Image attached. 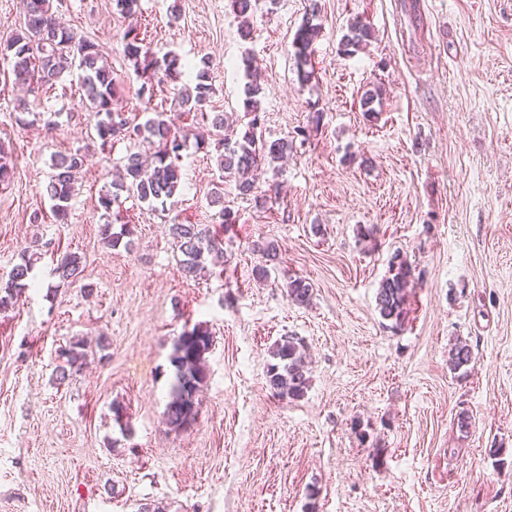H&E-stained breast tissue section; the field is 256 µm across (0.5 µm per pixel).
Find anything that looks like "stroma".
<instances>
[{"label":"stroma","mask_w":512,"mask_h":512,"mask_svg":"<svg viewBox=\"0 0 512 512\" xmlns=\"http://www.w3.org/2000/svg\"><path fill=\"white\" fill-rule=\"evenodd\" d=\"M140 4L132 19L113 0H60L58 12L111 65L114 111L137 123L163 112L203 135L183 153L170 214L123 196L111 222L98 197L129 141L101 148L76 77L21 94L0 58V148L14 166L0 185V279L36 257L30 288L0 311V512H512V0H322L305 86L291 47L305 0H259L247 41L229 0ZM356 17L372 37L347 56ZM132 25L157 52L213 60L211 112L242 114L251 56L266 138L309 133L280 172L259 175V191L274 184L276 195L258 203L223 183L237 216L226 274L180 269L169 215L220 222L216 137L173 92L139 95L123 52ZM376 86L370 119L361 96ZM20 95L41 114L32 124L18 120ZM78 148L87 163L58 224L52 157ZM106 223L131 225L130 246L106 245ZM270 241L279 264L260 284L252 268ZM396 251L423 280L398 329L375 301ZM69 252L84 271L63 285L53 270ZM298 276L313 287L302 305L286 293ZM198 323L214 339L209 377L196 423L174 431L171 355ZM289 335L311 359L294 401L266 383L271 349ZM81 339L87 367L58 383V350ZM458 340L473 360L454 370Z\"/></svg>","instance_id":"1"}]
</instances>
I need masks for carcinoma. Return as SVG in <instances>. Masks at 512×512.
Segmentation results:
<instances>
[{
	"label": "carcinoma",
	"mask_w": 512,
	"mask_h": 512,
	"mask_svg": "<svg viewBox=\"0 0 512 512\" xmlns=\"http://www.w3.org/2000/svg\"><path fill=\"white\" fill-rule=\"evenodd\" d=\"M24 14L23 30L0 45V55L10 59L13 81L17 85L29 86L33 81L44 85L53 84L64 73L78 72V84L83 91L85 105L97 117L96 133L102 144L112 142L124 133L129 138L147 145L145 150H136L126 156L122 176L104 191L98 200L99 208L110 212L121 193L125 192L148 204L152 210L168 211L167 203L180 190L182 183L181 158L186 148V137L173 131V123L163 112L155 113L145 122L128 126L124 119L115 120L113 91L115 80L112 67L104 61L97 45L67 29L58 22L57 8L53 0H21ZM233 14L241 18L239 35L250 38L251 30L246 19L252 15L257 0H230ZM321 13L320 0H307L306 18L296 30L291 47L301 84L314 79V44L320 37L322 26L315 23ZM371 31L368 25L355 18L348 24V32L341 40L342 51L352 55L367 45ZM124 53L132 62L134 73L141 81L139 92L153 97L155 88L173 86L182 107L189 112L200 113L210 123L218 136L217 168L220 183L215 185L210 202L220 207L221 223H235V215L224 206V182L235 181L242 196L254 193V172L264 164H273L293 151L295 144L286 138L270 140L262 129V99L265 90L252 74V60L243 59L247 83L243 99L244 117L248 122L244 130H238V121L230 120L223 112H208L205 106L214 92L211 83L212 60L201 59L190 64L174 53L158 55L147 45L140 32L134 28L123 34ZM194 74L193 84L183 83L186 73ZM86 154L79 149L59 153L52 161V174L46 185V194L52 202L51 212L58 224L67 223L70 202L75 196L76 174L84 167ZM168 231L180 252L181 266L188 276H197L216 265L224 257L223 235L210 225L183 224L177 218L168 220ZM102 234L108 245L118 246L122 239L132 234L124 224L118 233L112 225L103 226ZM263 263L253 269V277L266 280L271 276V263L277 260V246L271 242L263 248ZM31 258L12 267L8 279L0 281V310H6L16 298L30 287ZM82 269L81 257L68 253L61 257L55 268L60 283L78 278ZM418 285L414 269L400 252H395L389 262V276L384 278L376 294L380 316L403 323L404 305L408 293ZM288 299L297 304L310 300L312 285L301 277L289 279ZM213 346L209 329L196 324L183 332L174 346L171 363L175 367V382L171 400L164 412V421L172 430L191 427L198 416L197 395L208 377V354ZM268 364L266 378L274 395L281 399H299L309 387L310 375L306 356L302 352L300 339L284 336L275 343ZM470 346L457 341L449 351V364L457 370L472 362ZM87 354L83 342L77 340L58 353L56 380L64 382L80 372L86 364Z\"/></svg>",
	"instance_id": "1"
}]
</instances>
